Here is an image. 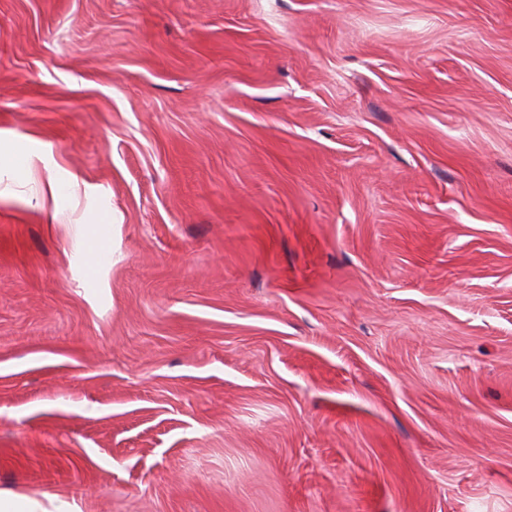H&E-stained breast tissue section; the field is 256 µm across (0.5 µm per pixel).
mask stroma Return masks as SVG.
<instances>
[{"mask_svg": "<svg viewBox=\"0 0 512 512\" xmlns=\"http://www.w3.org/2000/svg\"><path fill=\"white\" fill-rule=\"evenodd\" d=\"M4 151L9 512H512V0H0Z\"/></svg>", "mask_w": 512, "mask_h": 512, "instance_id": "1", "label": "stroma"}]
</instances>
